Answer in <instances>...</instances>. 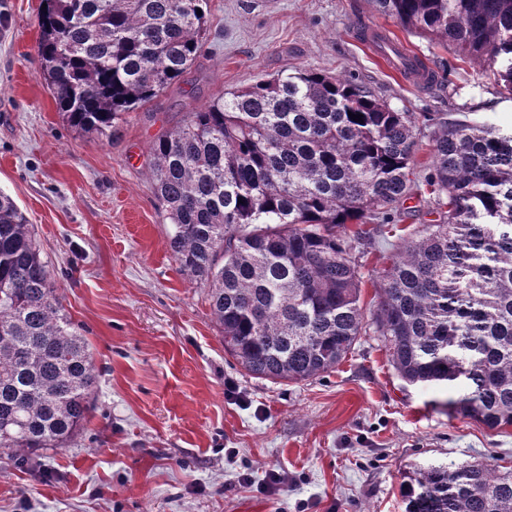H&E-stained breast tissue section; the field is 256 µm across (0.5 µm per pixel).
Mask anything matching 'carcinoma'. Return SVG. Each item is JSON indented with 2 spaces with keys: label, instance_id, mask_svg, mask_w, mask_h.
Masks as SVG:
<instances>
[{
  "label": "carcinoma",
  "instance_id": "carcinoma-1",
  "mask_svg": "<svg viewBox=\"0 0 512 512\" xmlns=\"http://www.w3.org/2000/svg\"><path fill=\"white\" fill-rule=\"evenodd\" d=\"M402 26L504 69L512 0H371ZM41 76L70 127L104 134L195 64L204 0H44ZM362 116L357 122L349 114ZM411 112L315 68L229 93L149 147L153 194L180 271L207 289L227 351L249 376L298 383L373 332L407 385L466 392L445 406L512 427V135L465 121L432 138L438 219L361 304L367 224L401 221L418 150ZM355 224L352 234L344 226ZM98 372L27 219L0 191V453L15 462L78 435ZM406 512H512V472L474 461L406 473Z\"/></svg>",
  "mask_w": 512,
  "mask_h": 512
}]
</instances>
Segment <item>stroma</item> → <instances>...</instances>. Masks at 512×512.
I'll use <instances>...</instances> for the list:
<instances>
[{
  "label": "stroma",
  "instance_id": "1",
  "mask_svg": "<svg viewBox=\"0 0 512 512\" xmlns=\"http://www.w3.org/2000/svg\"><path fill=\"white\" fill-rule=\"evenodd\" d=\"M195 66L124 115L116 134L65 122L39 75L42 0H0V191L25 213L66 315L100 369L83 433L27 464L0 459V512H405L408 471L483 459L512 470V428L445 402L465 390L410 386L379 336L299 383L249 377L224 351L205 288L178 271L152 190L149 146L225 93L313 67L390 106L512 133V92L492 67L404 28L370 0H206ZM375 27L422 59L425 86L363 37ZM435 125L418 123L407 213L358 254L361 302L429 223L424 176ZM278 472L281 487L269 484Z\"/></svg>",
  "mask_w": 512,
  "mask_h": 512
}]
</instances>
